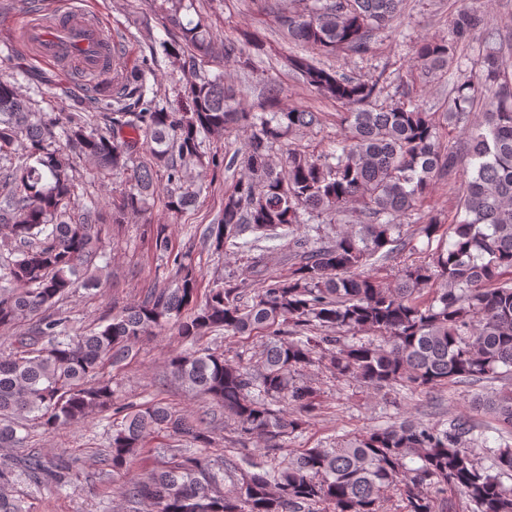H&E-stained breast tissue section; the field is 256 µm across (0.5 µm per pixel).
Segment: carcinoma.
I'll return each instance as SVG.
<instances>
[{"label": "carcinoma", "instance_id": "1", "mask_svg": "<svg viewBox=\"0 0 512 512\" xmlns=\"http://www.w3.org/2000/svg\"><path fill=\"white\" fill-rule=\"evenodd\" d=\"M258 2L289 42L327 55L369 53L371 33L393 25L402 4L306 0L298 10L288 0ZM151 3L180 33L160 44L185 80L173 100L147 84L144 69L115 72L106 111L51 120L19 95L16 81L0 78V240L17 253L0 264V330L32 321L14 337L13 350L0 355V512H26L14 494L23 478L60 488L69 483L67 468H49L35 452L18 454L27 418L57 431L108 410L121 416L106 453L114 473L128 470L157 431L193 444L170 449L166 464L121 488L123 497L155 512H316L323 503L333 512H383L391 491L399 492L405 512H436V496L450 489L467 498L471 512H512V486L503 482L512 479V53L504 50L512 35L463 11L448 40L417 45L415 66L426 75L464 72L457 44L476 38L483 46L482 72L455 85L445 112L447 122L471 131L446 145L433 115L410 92L383 105L380 79L364 81L290 53L288 68L297 78L346 108L345 134L316 157L290 148L278 167L275 147L287 134L320 124V114L281 106L273 86L259 109L241 106L224 74L201 78L196 66L221 54L249 69L246 49H259L257 42L247 36L219 42L205 18L182 20L193 0ZM479 99L483 112L473 122ZM234 131L245 140L230 160L204 150L206 138ZM75 157L91 162L99 180L121 178L112 194L114 224L146 213L161 189L166 209L178 216L201 193L191 168L239 166L243 174L224 193L222 216L206 228V243L217 252L241 249L246 232L261 242L277 238L279 228L332 224L352 204L361 206L364 222L316 246L293 240L285 275H269V258L256 256L252 290L229 273L202 299L191 256L173 253L159 224L152 246L173 256L174 285L151 288L97 329L74 334L70 316L56 305L79 283L96 287L81 276L103 256L98 203L90 198L73 206ZM464 157L472 166L457 201L464 219L445 228L431 217L421 225L419 234L438 247L405 263L394 284L370 274L408 246L399 218L423 207L436 182L455 177ZM171 329L191 344L168 356L171 375L210 397L268 453L308 423L314 389L297 381L295 371L322 359L336 377L376 391L401 385L427 393L499 381L473 400L475 411L496 422L497 437L489 439L471 417L446 426L406 419L240 476L237 460L226 456L232 489L222 492L206 423L159 403L117 406L112 381L103 376L106 365L133 358L143 337ZM220 330L266 338L259 365L197 347ZM360 331L380 341H346ZM273 401L293 412L272 408Z\"/></svg>", "mask_w": 512, "mask_h": 512}]
</instances>
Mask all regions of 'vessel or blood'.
<instances>
[{"mask_svg":"<svg viewBox=\"0 0 512 512\" xmlns=\"http://www.w3.org/2000/svg\"><path fill=\"white\" fill-rule=\"evenodd\" d=\"M13 23L22 28L26 46L39 59L71 63L90 75L112 68L111 38L82 9L71 8L58 17L35 23L19 15Z\"/></svg>","mask_w":512,"mask_h":512,"instance_id":"vessel-or-blood-1","label":"vessel or blood"}]
</instances>
